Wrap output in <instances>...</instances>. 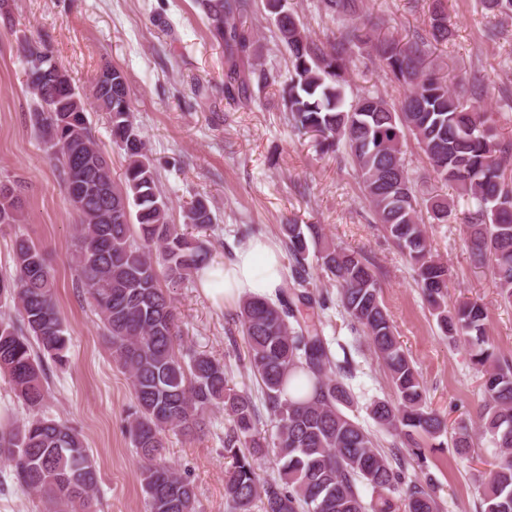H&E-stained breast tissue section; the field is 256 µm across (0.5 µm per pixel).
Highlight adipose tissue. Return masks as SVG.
<instances>
[{"mask_svg": "<svg viewBox=\"0 0 512 512\" xmlns=\"http://www.w3.org/2000/svg\"><path fill=\"white\" fill-rule=\"evenodd\" d=\"M198 278L203 291L221 303L249 295H272L282 283L283 266L278 254L257 239L236 249L233 260L203 267Z\"/></svg>", "mask_w": 512, "mask_h": 512, "instance_id": "adipose-tissue-1", "label": "adipose tissue"}]
</instances>
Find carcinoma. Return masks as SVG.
<instances>
[{
    "instance_id": "carcinoma-1",
    "label": "carcinoma",
    "mask_w": 512,
    "mask_h": 512,
    "mask_svg": "<svg viewBox=\"0 0 512 512\" xmlns=\"http://www.w3.org/2000/svg\"><path fill=\"white\" fill-rule=\"evenodd\" d=\"M321 2L336 21L354 19L363 6V0ZM197 4L212 37L224 45L228 99L247 98L254 76L263 86L276 81V74L257 68L253 29L239 22L249 0ZM481 5L489 15L512 16V0H481ZM266 9L291 62L284 99L292 126L318 137L325 151L343 148L375 223L416 267L417 284L444 337L467 345L471 364L483 374L477 423L460 420L452 447L466 457L476 434L490 439L498 453L480 476L484 512H512V359L489 336L483 303L466 298L448 307V265L432 251L421 208L443 223L454 199L436 195L420 205L403 157L411 137L437 179L454 187L457 196L475 200L477 209L461 225L469 260L489 268L501 299L512 303V177L504 173L512 144L498 139L493 113L483 105L486 87H475L466 98L424 65L432 43L452 35L441 0L425 37L401 46L370 29H354L330 51L314 41L288 0H266ZM363 46L373 49L379 68L406 85L398 103L369 91L346 102V74ZM16 50L39 138L59 163L63 189L81 215L75 250L79 288L107 332L113 361L130 379L135 411L128 431L142 461L139 479L150 512H196L195 486L158 456L167 432L193 433L219 406L232 418L224 434V453L232 460L224 475L227 512H252L257 503L262 512H439L428 476L412 482L403 498H392L405 479L406 462L396 452H382L375 432L343 412L355 403L344 380L351 361L334 358L321 322L307 315L324 312L335 301L366 336L394 392L391 400L373 401L369 414L424 466L420 440L429 448L443 447L447 421L428 406L421 375L395 335L368 260L336 245L320 224L290 219L281 225L295 262L294 283L274 300L247 296L238 302L248 362L276 424L272 441L258 436L259 410L250 393L230 388L224 363L203 352L185 357L178 351L179 318L167 285L189 280L210 254L170 223L169 203L127 97L125 72L108 67L112 87L94 96L98 111L107 115L112 143L127 160L117 180L111 158L92 135L86 97L54 61L50 44L21 35ZM18 187L0 180V225L20 221ZM183 216L197 228L213 224L203 197ZM311 256L338 286L336 300L311 282ZM14 265V272H0V298L13 304L22 326L0 316V372L8 374L29 416L0 427V461L10 463L15 479L49 503L51 512H98V470L83 436L43 413L50 393L43 356L61 364L69 344L54 279L44 251L25 238L15 242ZM269 454L281 462L278 480L259 476L257 462ZM361 485L372 491L368 503Z\"/></svg>"
}]
</instances>
